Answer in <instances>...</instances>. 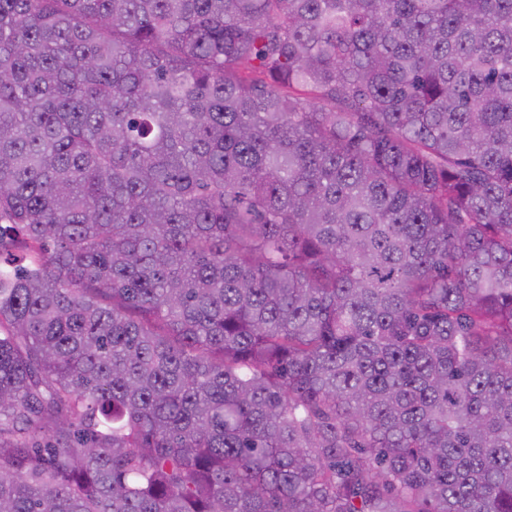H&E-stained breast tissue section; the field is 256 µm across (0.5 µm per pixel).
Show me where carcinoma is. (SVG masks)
<instances>
[{
    "instance_id": "carcinoma-1",
    "label": "carcinoma",
    "mask_w": 512,
    "mask_h": 512,
    "mask_svg": "<svg viewBox=\"0 0 512 512\" xmlns=\"http://www.w3.org/2000/svg\"><path fill=\"white\" fill-rule=\"evenodd\" d=\"M0 512H512V0H0Z\"/></svg>"
}]
</instances>
